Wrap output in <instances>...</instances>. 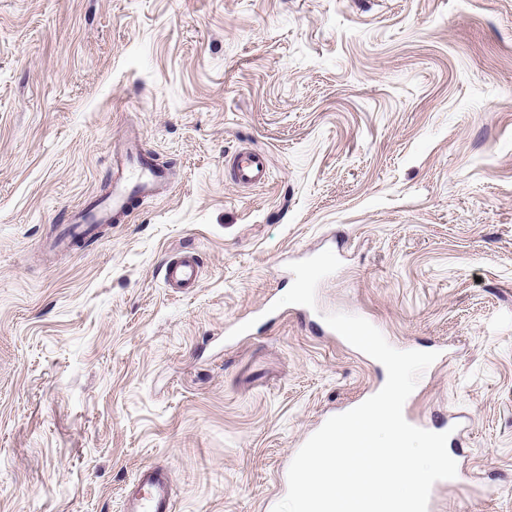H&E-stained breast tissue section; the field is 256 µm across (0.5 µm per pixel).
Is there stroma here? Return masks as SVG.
Segmentation results:
<instances>
[{
	"label": "stroma",
	"mask_w": 512,
	"mask_h": 512,
	"mask_svg": "<svg viewBox=\"0 0 512 512\" xmlns=\"http://www.w3.org/2000/svg\"><path fill=\"white\" fill-rule=\"evenodd\" d=\"M131 131L164 195L54 249ZM350 311L436 353L404 414L466 418L438 512H512V0H0V512H120L146 464L173 512H272L384 383ZM231 175L242 185H261L269 176V158L261 152L241 151L233 160ZM201 269L195 255L180 251L170 256L163 266V281L166 288L176 294H189L197 288Z\"/></svg>",
	"instance_id": "35a3bbf8"
}]
</instances>
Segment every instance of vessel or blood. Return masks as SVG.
<instances>
[{"label": "vessel or blood", "mask_w": 512, "mask_h": 512, "mask_svg": "<svg viewBox=\"0 0 512 512\" xmlns=\"http://www.w3.org/2000/svg\"><path fill=\"white\" fill-rule=\"evenodd\" d=\"M112 163L116 178L111 190L94 205L75 211L57 239V246H69L95 234L103 225L120 222L129 216L134 202L143 203L165 193L167 172L153 162L139 142H129L124 149L113 152ZM231 175L237 183L261 185L269 176V158L261 152H239L231 165ZM200 276L199 262L189 251L170 256L163 266L164 285L176 294L191 293ZM172 485L170 472L144 468L138 489L124 500L123 512H172Z\"/></svg>", "instance_id": "1"}]
</instances>
